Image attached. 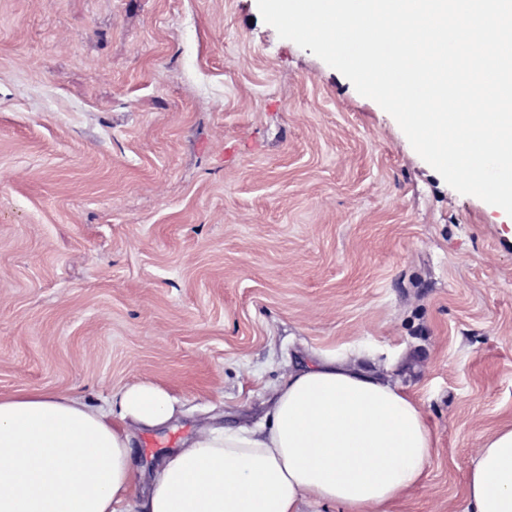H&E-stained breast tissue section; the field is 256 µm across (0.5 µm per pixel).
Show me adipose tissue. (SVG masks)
Returning <instances> with one entry per match:
<instances>
[{
	"label": "adipose tissue",
	"instance_id": "ef3b65f1",
	"mask_svg": "<svg viewBox=\"0 0 512 512\" xmlns=\"http://www.w3.org/2000/svg\"><path fill=\"white\" fill-rule=\"evenodd\" d=\"M173 414L150 383L97 407L41 389L0 394V512H395L435 451L403 387L330 353L288 373L268 429L200 430L144 472L133 434ZM465 502L464 512H512V426L478 448Z\"/></svg>",
	"mask_w": 512,
	"mask_h": 512
}]
</instances>
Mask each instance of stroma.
I'll list each match as a JSON object with an SVG mask.
<instances>
[{
	"instance_id": "stroma-1",
	"label": "stroma",
	"mask_w": 512,
	"mask_h": 512,
	"mask_svg": "<svg viewBox=\"0 0 512 512\" xmlns=\"http://www.w3.org/2000/svg\"><path fill=\"white\" fill-rule=\"evenodd\" d=\"M324 353L424 408L401 512H463L512 423V228L256 0H0V393L153 383L141 463Z\"/></svg>"
}]
</instances>
